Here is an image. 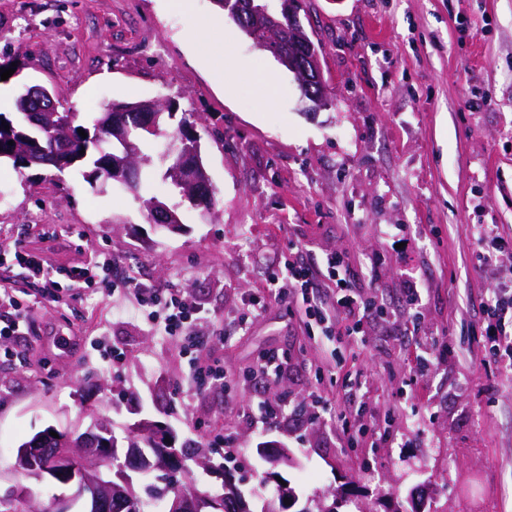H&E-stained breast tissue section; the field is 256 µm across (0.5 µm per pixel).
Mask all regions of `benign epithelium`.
Here are the masks:
<instances>
[{
    "instance_id": "benign-epithelium-1",
    "label": "benign epithelium",
    "mask_w": 512,
    "mask_h": 512,
    "mask_svg": "<svg viewBox=\"0 0 512 512\" xmlns=\"http://www.w3.org/2000/svg\"><path fill=\"white\" fill-rule=\"evenodd\" d=\"M300 0H286L283 13L288 15V37L290 49L288 70L295 74L303 95L317 107H324L328 97L324 92L326 81L323 76L320 56L313 41L304 35L299 18ZM24 106L35 102L39 105V122L43 125L57 115L52 94L38 85L26 87L20 96ZM124 143L123 155L112 157V176L120 177L127 171L134 155L135 145L124 131L117 132ZM20 154L28 167L45 163L47 150L39 147L34 151L29 145H22ZM175 172L179 179L196 192H202L208 183V175L197 165L180 163ZM157 221L176 229L180 219L168 207L153 206ZM137 433L150 439L155 446V458L146 454V449L134 444L127 449L125 460L115 463L116 449L111 447L109 436L112 429L107 421L94 424L88 431L73 437L60 434L50 435V431L38 434L34 440L22 448L17 457V469L25 477L40 476L50 478L77 489L76 496L82 501L84 512H121L131 499L130 486L132 474L150 466L167 475V482L178 485L188 471L183 460L175 453L163 448L165 441L148 423L136 424ZM214 503L209 497H200L186 492L179 493L173 500L171 512H203V508Z\"/></svg>"
}]
</instances>
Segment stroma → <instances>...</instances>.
Instances as JSON below:
<instances>
[{"mask_svg":"<svg viewBox=\"0 0 512 512\" xmlns=\"http://www.w3.org/2000/svg\"><path fill=\"white\" fill-rule=\"evenodd\" d=\"M299 16L331 89L318 110L213 0H0V65L21 67L1 91L45 86L84 125L109 102L175 98L198 118L216 191L207 212L155 182L180 215L171 231L120 184L0 163V254L31 251L52 271L112 258L111 288L51 296L0 264L25 324L0 336L1 489L23 483L48 507L62 487L16 473L17 448L105 418L119 449L149 421L204 452L212 469L195 470L197 491L229 477L254 508L282 478L300 508L335 492L340 512H407L421 493L424 512H512V372L469 341L491 286L470 227L512 237V0H301ZM209 17L224 40L221 87L189 39ZM483 96L489 105L469 111ZM294 246L313 264L348 255L355 288L383 314L339 342L300 298L270 292L269 271ZM130 280L177 289L200 319L164 335ZM433 336L461 349L418 375L408 352ZM271 352L288 357L276 382L258 369ZM201 366L221 380L201 383ZM267 405L281 414L264 424ZM275 454L287 464L271 468Z\"/></svg>","mask_w":512,"mask_h":512,"instance_id":"obj_1","label":"stroma"}]
</instances>
